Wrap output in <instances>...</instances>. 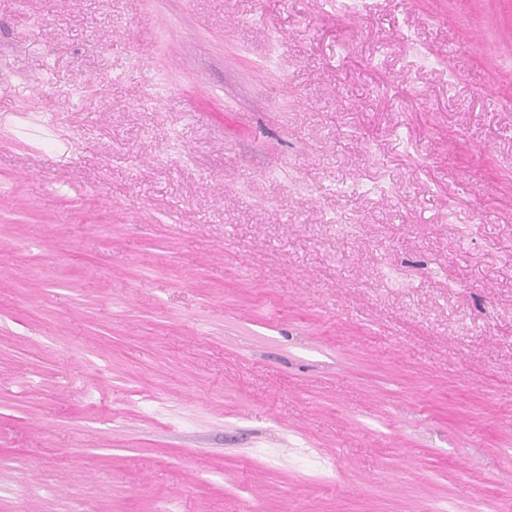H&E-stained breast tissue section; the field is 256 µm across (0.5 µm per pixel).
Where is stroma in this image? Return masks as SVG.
Returning <instances> with one entry per match:
<instances>
[{"label":"stroma","instance_id":"1","mask_svg":"<svg viewBox=\"0 0 512 512\" xmlns=\"http://www.w3.org/2000/svg\"><path fill=\"white\" fill-rule=\"evenodd\" d=\"M0 512H512V0H0Z\"/></svg>","mask_w":512,"mask_h":512}]
</instances>
